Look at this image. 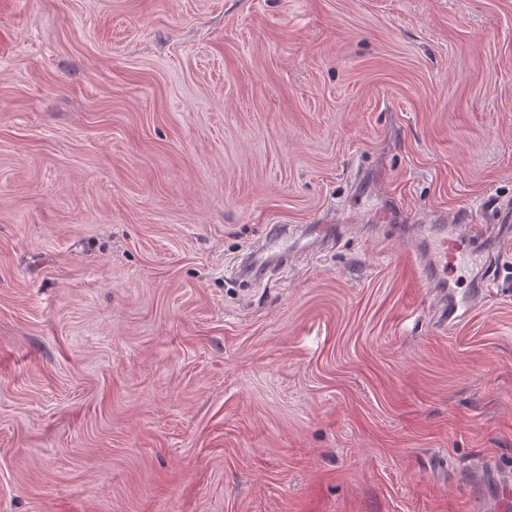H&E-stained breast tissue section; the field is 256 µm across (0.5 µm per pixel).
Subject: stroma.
<instances>
[{"mask_svg": "<svg viewBox=\"0 0 512 512\" xmlns=\"http://www.w3.org/2000/svg\"><path fill=\"white\" fill-rule=\"evenodd\" d=\"M506 204L512 0H0V512H512ZM432 226L436 229L427 244L412 250L410 258L423 282L441 288L437 301V323L444 329L448 327L450 333L470 314L472 305L482 296L484 289L476 283L466 295L459 297L458 291L451 288L449 283L447 286L439 272L468 265L474 253L473 241L484 240L487 231L482 224H468V232L466 225H460V231L448 237L444 228L446 226ZM287 235L281 233L277 227H271L266 233L261 246L258 249V254L262 256L265 253L288 260V249L283 247L284 242L287 240Z\"/></svg>", "mask_w": 512, "mask_h": 512, "instance_id": "1", "label": "stroma"}]
</instances>
